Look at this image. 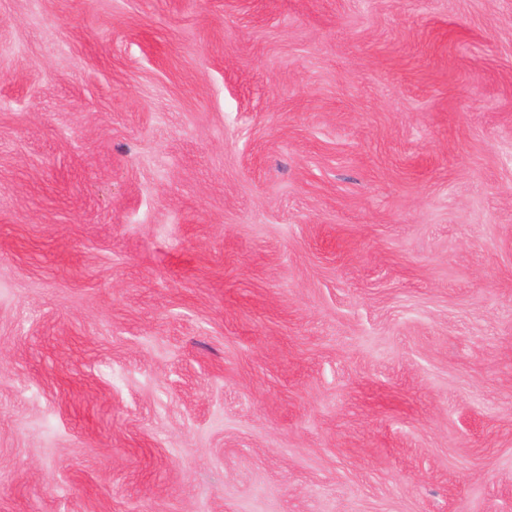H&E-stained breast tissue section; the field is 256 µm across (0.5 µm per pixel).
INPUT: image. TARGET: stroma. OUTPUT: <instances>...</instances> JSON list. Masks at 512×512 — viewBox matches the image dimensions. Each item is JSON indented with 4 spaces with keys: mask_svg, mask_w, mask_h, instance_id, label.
I'll return each instance as SVG.
<instances>
[{
    "mask_svg": "<svg viewBox=\"0 0 512 512\" xmlns=\"http://www.w3.org/2000/svg\"><path fill=\"white\" fill-rule=\"evenodd\" d=\"M0 512H512V0H0Z\"/></svg>",
    "mask_w": 512,
    "mask_h": 512,
    "instance_id": "stroma-1",
    "label": "stroma"
}]
</instances>
